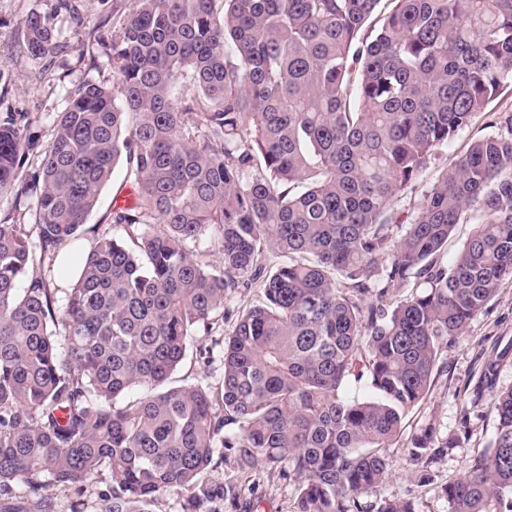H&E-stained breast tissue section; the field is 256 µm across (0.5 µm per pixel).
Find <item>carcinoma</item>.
Listing matches in <instances>:
<instances>
[{"label":"carcinoma","instance_id":"carcinoma-1","mask_svg":"<svg viewBox=\"0 0 512 512\" xmlns=\"http://www.w3.org/2000/svg\"><path fill=\"white\" fill-rule=\"evenodd\" d=\"M128 2L115 83L69 94L47 145L0 114V198L32 217L0 222V499L23 486L24 512H55L45 485L102 482L100 512L171 491L183 512H253L205 479L232 458L293 480V512H415L369 493L448 345L512 279V106L495 104L512 0ZM22 26L31 56L61 48L39 14ZM481 113L491 133L394 237L390 200ZM121 161L132 199L90 226ZM251 288L260 304L230 306ZM192 343L221 352V385L165 387ZM493 407L489 445L440 486L448 512H512V388ZM447 451L433 423L412 434L419 483Z\"/></svg>","mask_w":512,"mask_h":512}]
</instances>
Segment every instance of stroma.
Wrapping results in <instances>:
<instances>
[{
  "instance_id": "obj_1",
  "label": "stroma",
  "mask_w": 512,
  "mask_h": 512,
  "mask_svg": "<svg viewBox=\"0 0 512 512\" xmlns=\"http://www.w3.org/2000/svg\"><path fill=\"white\" fill-rule=\"evenodd\" d=\"M72 10L58 0H0V69L10 76L0 88L1 112H26L35 119L42 142H49L53 122L65 107L67 93L87 82H114L109 47L115 26L124 16L125 0H72ZM46 15L67 40L51 60L32 58L25 48L23 19L30 13ZM432 172H425L392 201L389 209L394 235H402L413 211L429 191ZM498 358L496 387L478 391L485 362ZM512 387V280H503L496 297L456 338L446 356V369L435 374L426 400L406 419L404 439L389 448V474L375 489L378 498H412L417 512H448L438 484L464 475L473 458L494 437V390ZM434 423L451 441L448 453L433 466L435 482L417 483L406 457V436ZM208 479H222L252 489L257 512H292L297 486L293 480L263 468L244 470L227 461Z\"/></svg>"
}]
</instances>
